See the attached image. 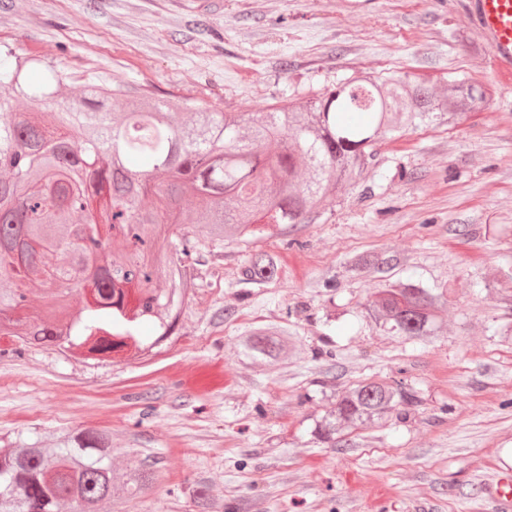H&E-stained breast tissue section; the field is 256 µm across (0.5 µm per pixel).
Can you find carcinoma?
Masks as SVG:
<instances>
[{
	"label": "carcinoma",
	"mask_w": 512,
	"mask_h": 512,
	"mask_svg": "<svg viewBox=\"0 0 512 512\" xmlns=\"http://www.w3.org/2000/svg\"><path fill=\"white\" fill-rule=\"evenodd\" d=\"M20 61L0 47V333L83 347L101 359L142 351L140 329L167 324L175 298L196 277L190 250L224 256L247 243L309 224L329 191L363 175L382 135L425 124H451L486 102L475 83L414 73H366L319 97L281 101L261 112H218L203 99L131 96L121 83L87 87L77 106L54 112L52 95L67 73L47 68L31 86ZM24 98L28 112L12 111ZM377 253L347 262L359 273L389 265ZM282 274L278 256L251 255L238 281L262 288ZM74 320L27 316L35 292ZM448 298L392 282L368 300L377 322L397 336L435 331V309ZM243 361L269 367L300 346L288 326H257L238 337ZM417 404L403 381L367 378L352 385L329 417L353 427L385 422ZM154 470L118 455L93 429L67 434L55 448L0 449V512H100L150 488Z\"/></svg>",
	"instance_id": "1"
}]
</instances>
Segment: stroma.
Returning a JSON list of instances; mask_svg holds the SVG:
<instances>
[{"instance_id":"stroma-1","label":"stroma","mask_w":512,"mask_h":512,"mask_svg":"<svg viewBox=\"0 0 512 512\" xmlns=\"http://www.w3.org/2000/svg\"><path fill=\"white\" fill-rule=\"evenodd\" d=\"M65 71L55 97L120 82L158 98L254 112L362 72L448 74L488 102L449 126L380 140L356 181L294 244L261 236L199 279L165 345L100 362L57 348L0 353V448L95 429L156 469L104 512H503L481 486L512 467V89L459 0H0V45ZM280 281L239 284L249 249ZM392 259L352 274L349 256ZM449 287L432 336H394L367 302L392 282ZM284 323L302 344L276 367L243 363L246 329ZM378 375L419 402L403 422L327 433L345 388Z\"/></svg>"}]
</instances>
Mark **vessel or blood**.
<instances>
[{"instance_id":"obj_1","label":"vessel or blood","mask_w":512,"mask_h":512,"mask_svg":"<svg viewBox=\"0 0 512 512\" xmlns=\"http://www.w3.org/2000/svg\"><path fill=\"white\" fill-rule=\"evenodd\" d=\"M464 9L483 33L492 63L499 74L512 76V0H465ZM484 497L501 506L512 505V472L504 471L488 479Z\"/></svg>"}]
</instances>
